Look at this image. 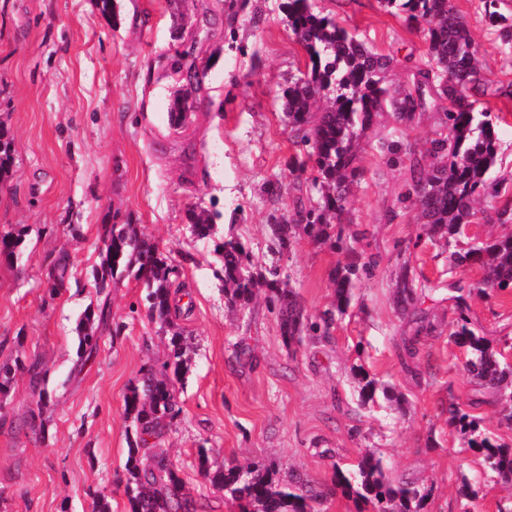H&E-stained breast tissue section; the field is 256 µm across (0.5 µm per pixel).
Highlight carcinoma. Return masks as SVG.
<instances>
[{"instance_id":"carcinoma-1","label":"carcinoma","mask_w":512,"mask_h":512,"mask_svg":"<svg viewBox=\"0 0 512 512\" xmlns=\"http://www.w3.org/2000/svg\"><path fill=\"white\" fill-rule=\"evenodd\" d=\"M498 0H484L485 16L499 29L503 42L512 43V23L498 12ZM386 8L403 14L408 25H421L426 37L425 67L414 74L412 86L393 92L386 85L394 58L379 54L328 15L315 11L313 0H281L288 28L308 57L307 71L283 91V114L302 156L296 164L316 175L306 185L308 202L288 215L273 218L269 225V249L275 255L290 253L301 236L345 250L331 274L334 300L316 314L306 311L298 294L281 280L277 267H259L249 246L238 236L224 235L215 244L221 263L224 298L231 309H244L256 292L265 293L269 312L276 315L283 344L290 348L306 336L330 339L336 321L351 306L354 290L371 262L362 261L355 248L343 246L346 204L359 175L360 141L390 106L405 124L425 108L430 91L448 103L444 137L431 141L420 155H411L409 174L413 204L418 207L422 230L448 250V266L457 269L478 264L482 279L472 288L448 284L454 319L448 325V342L463 349L465 370L477 383L496 391L502 401L501 421L512 429V365L475 326L468 298L471 289H512V231L467 246L457 235L475 217L474 203L492 188L491 172L497 164L500 143L497 121L477 108L487 87L481 82L473 39L449 0H381ZM219 214L191 208L186 219L199 238H212ZM101 262L94 271L99 288L118 274L126 273L144 290L151 318L170 332V359L160 367L145 366L124 395V412L134 440L125 464V494L130 512H201L202 505L185 492L177 470L155 450L150 439L162 434L182 412L174 381L186 368L187 344L172 319L171 276L174 267L151 238L132 224L110 225L102 239ZM21 245L10 234L0 236V258L14 259ZM430 280L411 274L403 263L397 275L394 304L408 319L411 335L402 343V364L412 373L421 338L436 331L420 308ZM105 311L87 306L77 324L81 354L97 346L92 324ZM362 402L374 400L379 384L368 374L356 372ZM448 421L463 436L464 444L483 456L488 469L505 480L512 479V444L505 446L479 431L476 419L459 403L448 404ZM212 485L224 490V498L236 502L241 512H318L327 495L341 490L372 508V512H421L427 492L411 485H396L386 474L381 458L366 454L356 469L334 467L333 488L314 491L291 478L284 479L261 460L246 467L227 466L207 473Z\"/></svg>"}]
</instances>
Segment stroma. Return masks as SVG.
Returning <instances> with one entry per match:
<instances>
[{"mask_svg": "<svg viewBox=\"0 0 512 512\" xmlns=\"http://www.w3.org/2000/svg\"><path fill=\"white\" fill-rule=\"evenodd\" d=\"M450 2L482 62L488 92L479 107L500 118L502 160L492 177L503 191L477 203V219L460 237L466 243L501 234L497 210L512 202V99L497 93L512 85V49L488 24L483 0ZM279 3L112 0L105 18L100 0H0V127L13 147L0 180V235L23 238L18 260L0 263V366L39 363L47 392L39 400L19 371L0 399V512H92L98 495L110 512H129L123 397L144 364L166 360L169 335L132 277L96 288L101 238L113 223L137 225L176 268L174 322L191 348L177 387L183 412L155 444L205 512H236L206 470L260 459L280 476L328 487L334 466L352 469L368 450L394 483L428 491L424 512H512V482L464 447L445 411L451 401L471 406L483 428L510 439L493 395L464 371L447 335L422 339L420 378L398 356V255L437 284L424 307L443 326L454 317L448 283L482 277L475 266L449 269L447 251L422 237L407 165L387 149L394 141L428 147L441 131L440 102L407 125L383 112L362 141L347 218L356 248L375 266L329 340L308 338L291 352L264 301L228 308L214 244L191 231L188 209L220 213L221 232L247 240L259 264L277 266L309 312L334 299L329 273L340 252L305 239L280 257L268 250L272 217L306 197L281 95L307 56ZM315 9L398 59L391 89L411 84L426 52L422 29L380 0H315ZM177 62L195 65L198 88L177 79ZM180 90L193 109L173 130L163 115ZM271 178L287 188L276 202L262 192ZM60 265L64 280L52 295L50 274ZM90 305L105 308L107 321L97 327L96 351L83 358L77 319ZM471 311L495 348L512 353V293H473ZM357 365L387 395L361 403ZM471 487L479 491L473 499Z\"/></svg>", "mask_w": 512, "mask_h": 512, "instance_id": "stroma-1", "label": "stroma"}]
</instances>
